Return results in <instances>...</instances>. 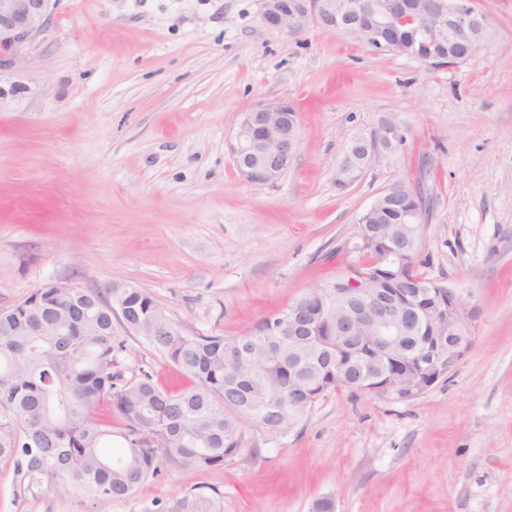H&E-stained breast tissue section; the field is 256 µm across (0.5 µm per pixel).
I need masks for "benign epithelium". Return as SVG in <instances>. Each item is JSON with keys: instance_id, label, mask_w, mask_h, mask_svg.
I'll use <instances>...</instances> for the list:
<instances>
[{"instance_id": "7a95c632", "label": "benign epithelium", "mask_w": 512, "mask_h": 512, "mask_svg": "<svg viewBox=\"0 0 512 512\" xmlns=\"http://www.w3.org/2000/svg\"><path fill=\"white\" fill-rule=\"evenodd\" d=\"M48 0H0V50H18L41 30ZM469 0H263L262 19L275 31L297 34L309 24H323L377 53H397L426 65L449 59L453 65L477 60L486 43L474 38ZM286 100L262 101L244 114L232 147L241 176L254 184L274 183L288 169L298 133L282 125ZM401 123L386 118L363 141L367 159L385 144L405 137ZM378 257L376 276L355 266L351 275L310 293L288 314V335L310 328L308 304L336 302V315L323 319L336 330V341L352 345L361 357L358 371L342 373L356 389L372 384L375 395L414 399L441 379L471 345L469 316L460 297L448 287L402 288L396 272L417 256V249L393 246L388 228L365 236Z\"/></svg>"}]
</instances>
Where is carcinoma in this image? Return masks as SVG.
<instances>
[{"mask_svg":"<svg viewBox=\"0 0 512 512\" xmlns=\"http://www.w3.org/2000/svg\"><path fill=\"white\" fill-rule=\"evenodd\" d=\"M352 147L338 182L363 170ZM412 200L401 192L365 211L359 224H389L396 241L420 234ZM288 310L262 319L241 336L191 334L144 288H37L0 312V457L15 463L26 488L56 494L75 484L93 498L126 500L169 463L210 470L244 451L239 419L271 436L288 432L299 415L336 389L329 371L281 330ZM140 335L189 377L180 391L159 387L153 373L124 379V342L112 320ZM315 347L336 351V334L321 327ZM307 392V407L291 402ZM120 420V428L112 418ZM117 438L122 452L107 456Z\"/></svg>","mask_w":512,"mask_h":512,"instance_id":"1","label":"carcinoma"}]
</instances>
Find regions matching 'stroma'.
<instances>
[{
	"label": "stroma",
	"mask_w": 512,
	"mask_h": 512,
	"mask_svg": "<svg viewBox=\"0 0 512 512\" xmlns=\"http://www.w3.org/2000/svg\"><path fill=\"white\" fill-rule=\"evenodd\" d=\"M480 60L434 70L262 0H49L0 69V309L76 278L146 289L188 332L247 333L362 263L359 219L402 181L429 202L418 257L452 288L472 344L418 398L333 391L282 436L243 422L247 451L214 470L167 465L132 498L39 495L0 461V512H512V0ZM283 98L299 143L276 182L238 173L241 116ZM407 130L351 185L338 169L381 118ZM124 377L186 386L140 336Z\"/></svg>",
	"instance_id": "1"
}]
</instances>
